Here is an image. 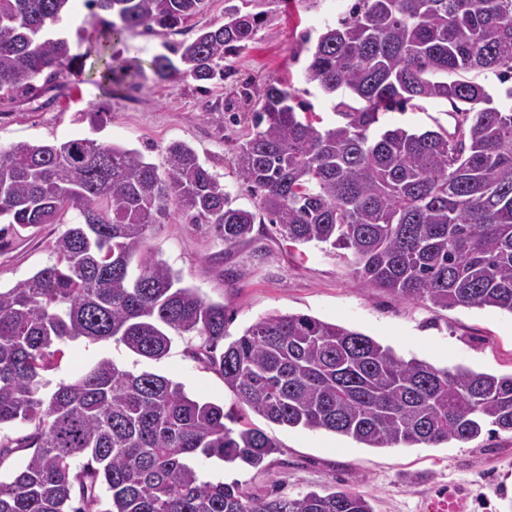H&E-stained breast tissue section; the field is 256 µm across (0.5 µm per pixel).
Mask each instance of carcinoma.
Segmentation results:
<instances>
[{
    "instance_id": "obj_1",
    "label": "carcinoma",
    "mask_w": 512,
    "mask_h": 512,
    "mask_svg": "<svg viewBox=\"0 0 512 512\" xmlns=\"http://www.w3.org/2000/svg\"><path fill=\"white\" fill-rule=\"evenodd\" d=\"M74 2L0 0V95L61 87L78 56L52 26ZM253 2L224 8V24L156 55L155 79L224 80V58L264 22L265 12L247 10ZM84 5L89 24L119 42L139 27L175 30L205 0ZM114 61L101 79L119 86L136 64ZM505 68L512 0H355L318 35L303 71L305 83L343 96L338 121L318 127L289 81L243 89L239 98L261 108L239 146L240 176L283 238L347 251L353 275L370 287L441 309L512 315V87L497 101L466 78L482 71L503 84ZM429 100L451 104L454 131L381 126L385 113ZM174 215L210 225L229 247L250 241L256 220L232 206L185 142L166 146L161 168L136 149L91 139L0 148V234L67 225L53 262L0 289V427L32 428L0 439V464L28 452L0 479V512H374L347 489L260 497L202 480V458L259 468L278 448L259 428H235L242 406L367 448L469 442L487 425L512 433V373L406 360L307 315L269 314L217 352L224 304L182 285L147 246L150 228ZM175 334L202 340L196 355L224 379L229 409L106 356L49 389L67 342L112 340L157 361Z\"/></svg>"
}]
</instances>
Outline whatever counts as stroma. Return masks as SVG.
I'll list each match as a JSON object with an SVG mask.
<instances>
[{"mask_svg":"<svg viewBox=\"0 0 512 512\" xmlns=\"http://www.w3.org/2000/svg\"><path fill=\"white\" fill-rule=\"evenodd\" d=\"M354 0H276L248 47L228 56L229 81L197 89L168 87L154 81L148 65L175 43L224 21V0H207L202 13L181 32L127 31L144 67L114 90L95 80L89 67L68 75L56 95L20 103L0 99V148L18 142L61 143L89 138L139 150L148 162L162 165L164 148L174 141L190 144L214 172L236 207L256 210L257 201L242 183L234 164L236 146L253 131L250 107L211 111L232 87H262L273 79L291 80L305 89V101L334 126L337 97L306 88L300 46L304 35H319ZM446 101L384 115L382 125L409 131L443 126L455 120ZM63 230L46 224L6 234L0 239V288H9L49 264V244ZM148 245L156 259L181 273L185 285L208 301L223 303L228 339L238 338L258 319L274 312L305 314L343 325L391 346L403 358L424 360L443 369L465 366L477 372H512V316L492 308L443 310L370 288L356 279L347 259L329 246L307 244L293 249L275 225L254 227L248 244L228 247L204 224L173 216L154 225ZM195 336L175 337L167 356L146 362L125 346L108 341H79L63 348L48 374L52 384L67 383L102 356L125 368H144L183 383L194 398L224 407L234 402L221 376L198 360ZM244 421L260 428L278 445L261 469L201 462L212 482H238L251 494L277 492L296 496L308 490L347 489L362 494L375 512H427L440 486H468L480 492L486 512H512V434L483 431L469 443L436 448H366L324 430L286 428L244 410Z\"/></svg>","mask_w":512,"mask_h":512,"instance_id":"stroma-1","label":"stroma"}]
</instances>
